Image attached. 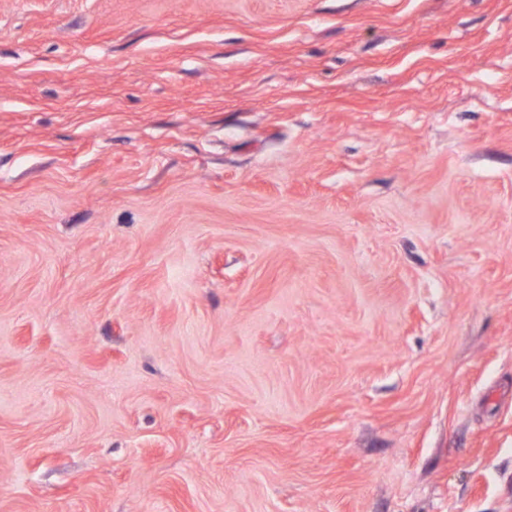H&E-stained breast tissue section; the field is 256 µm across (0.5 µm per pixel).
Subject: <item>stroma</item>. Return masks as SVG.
Listing matches in <instances>:
<instances>
[{
    "instance_id": "stroma-1",
    "label": "stroma",
    "mask_w": 512,
    "mask_h": 512,
    "mask_svg": "<svg viewBox=\"0 0 512 512\" xmlns=\"http://www.w3.org/2000/svg\"><path fill=\"white\" fill-rule=\"evenodd\" d=\"M0 512H512V0H0Z\"/></svg>"
}]
</instances>
